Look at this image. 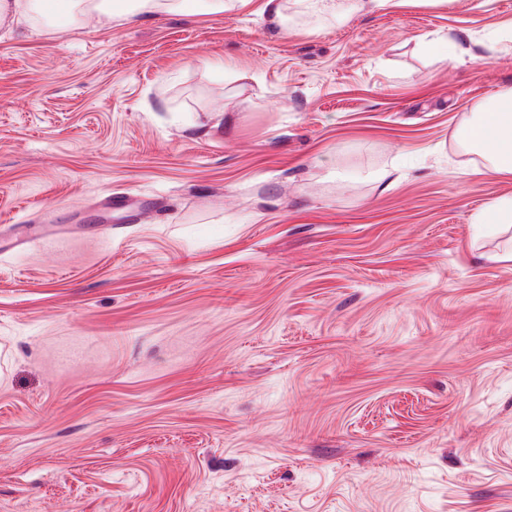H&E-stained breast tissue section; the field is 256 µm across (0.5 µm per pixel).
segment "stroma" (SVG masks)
Here are the masks:
<instances>
[{
  "label": "stroma",
  "instance_id": "stroma-1",
  "mask_svg": "<svg viewBox=\"0 0 512 512\" xmlns=\"http://www.w3.org/2000/svg\"><path fill=\"white\" fill-rule=\"evenodd\" d=\"M340 2L0 35V512H512V0ZM512 101V88L500 93L489 107L473 112L459 135L469 151L485 162L491 177L512 176V113L500 112L502 103ZM474 224H498L499 227L512 228V197L493 201L474 217Z\"/></svg>",
  "mask_w": 512,
  "mask_h": 512
}]
</instances>
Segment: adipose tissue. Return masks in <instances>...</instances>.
Returning <instances> with one entry per match:
<instances>
[{"mask_svg":"<svg viewBox=\"0 0 512 512\" xmlns=\"http://www.w3.org/2000/svg\"><path fill=\"white\" fill-rule=\"evenodd\" d=\"M194 3L205 11L224 9V0H133L126 8L111 4L91 7L87 0H0V29L10 33L18 26L46 19L73 29L122 24L143 15L185 14ZM507 101H512V88L500 93L489 107L473 113L460 132L469 151L484 160L485 174L496 178L512 176V113L501 109Z\"/></svg>","mask_w":512,"mask_h":512,"instance_id":"adipose-tissue-1","label":"adipose tissue"}]
</instances>
